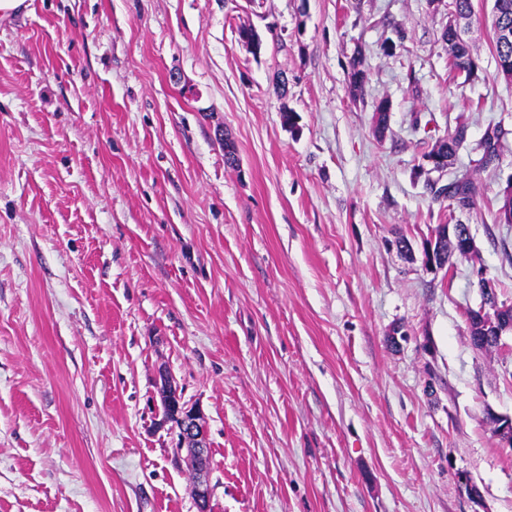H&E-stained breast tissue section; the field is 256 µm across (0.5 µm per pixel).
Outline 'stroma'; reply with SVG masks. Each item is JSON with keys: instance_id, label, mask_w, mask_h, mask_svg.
Masks as SVG:
<instances>
[{"instance_id": "1", "label": "stroma", "mask_w": 512, "mask_h": 512, "mask_svg": "<svg viewBox=\"0 0 512 512\" xmlns=\"http://www.w3.org/2000/svg\"><path fill=\"white\" fill-rule=\"evenodd\" d=\"M448 3L26 0L0 20V512H197L156 425L163 373L205 415L212 512H512L490 421L512 415V333L478 351L466 320L480 268L512 305V82L492 0L477 78L449 79ZM466 172L472 201L433 194ZM440 224L474 239L451 273L391 245ZM466 137V128L463 125H459L456 127L454 132L448 133V136L441 139V141L434 145L435 147L431 150V152L428 153V155L436 152L437 154H433L431 158L428 160L430 163H432L437 171H442L446 168H448V165H444L446 162H448V159L446 160L443 156L438 154H443L448 156L449 158H454L457 155V151L460 147V145L463 143Z\"/></svg>"}]
</instances>
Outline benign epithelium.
<instances>
[{"mask_svg":"<svg viewBox=\"0 0 512 512\" xmlns=\"http://www.w3.org/2000/svg\"><path fill=\"white\" fill-rule=\"evenodd\" d=\"M449 240L465 249L473 247L474 240L470 229L465 224H450L446 226L443 237H431L423 247V265L426 270L437 273L447 267L443 251V240ZM509 308V305H500L497 295L489 293L483 305L477 310L468 311L467 321L473 323L483 318L485 311L492 309ZM160 399L158 426L171 425L177 431L180 447L187 453L196 470V477L191 487L192 496L197 504L198 512H209L211 488L208 481L209 448L204 414L197 405H190L183 401L180 393L166 375L160 376L158 386ZM497 432L495 436L504 447H512V417L498 416Z\"/></svg>","mask_w":512,"mask_h":512,"instance_id":"7a95c632","label":"benign epithelium"}]
</instances>
